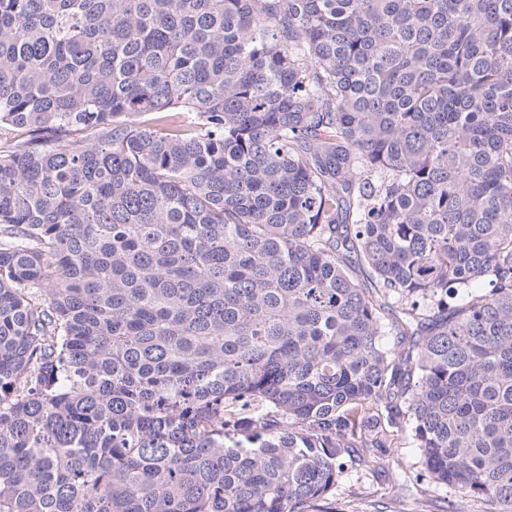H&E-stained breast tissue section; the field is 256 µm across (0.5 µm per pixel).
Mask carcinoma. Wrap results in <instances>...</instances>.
Returning a JSON list of instances; mask_svg holds the SVG:
<instances>
[{"mask_svg":"<svg viewBox=\"0 0 512 512\" xmlns=\"http://www.w3.org/2000/svg\"><path fill=\"white\" fill-rule=\"evenodd\" d=\"M2 126L0 512H313L403 438L512 512V0H0Z\"/></svg>","mask_w":512,"mask_h":512,"instance_id":"obj_1","label":"carcinoma"}]
</instances>
